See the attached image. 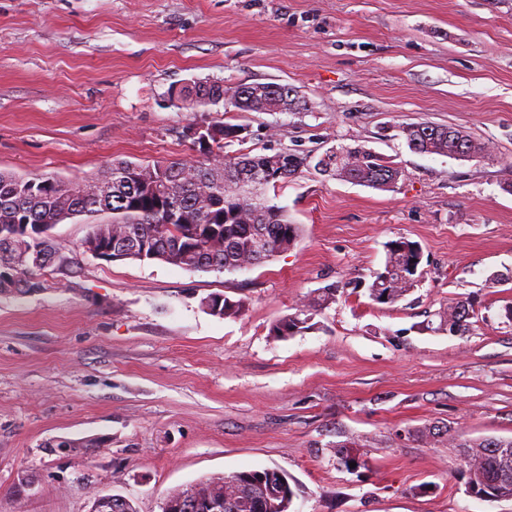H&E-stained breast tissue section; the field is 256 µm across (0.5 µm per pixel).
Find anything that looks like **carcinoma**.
I'll list each match as a JSON object with an SVG mask.
<instances>
[{"label":"carcinoma","instance_id":"carcinoma-1","mask_svg":"<svg viewBox=\"0 0 512 512\" xmlns=\"http://www.w3.org/2000/svg\"><path fill=\"white\" fill-rule=\"evenodd\" d=\"M177 97L192 99L189 109L229 102L244 112H304L306 103L286 84L255 83L227 87L222 82L183 87ZM192 138L196 155L183 160L152 164L115 160L95 175L79 182H66L49 174L19 176L0 171V293H28L41 287L40 272L29 257L44 253L50 265L59 260L49 231L66 220L81 218L92 225L83 241L85 252L96 255L105 245V261H161L194 271H237L259 264L288 250L298 240L300 228L288 221L284 208L270 203L263 194L268 186L296 176L310 166L309 155L290 151L252 156L229 155L228 143L239 138L241 128L224 123L195 126ZM408 147L417 153L450 155L448 127L430 123L402 126ZM318 173L375 189L394 185L402 171L374 151L357 147L330 148ZM409 240L387 244L384 269L387 283L374 279L370 292L387 288L396 302L410 292L421 272H410ZM338 288L326 286L311 293L302 313L316 311L336 301ZM215 316L235 312V304L220 295L201 301ZM460 303L448 306L433 331L463 335L470 322L457 312ZM300 313V314H302ZM300 314L288 315L273 328L277 336H290L303 329ZM464 456L481 458L480 467L463 473L466 484L486 500L512 499V475L501 479V448L512 449V438L460 439L448 435ZM285 480L273 512H290L295 493ZM237 485L228 495L239 502L238 512H254L258 486L249 471L239 472ZM203 498L221 494L224 478L198 482Z\"/></svg>","mask_w":512,"mask_h":512}]
</instances>
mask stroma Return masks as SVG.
I'll return each instance as SVG.
<instances>
[{
  "label": "stroma",
  "mask_w": 512,
  "mask_h": 512,
  "mask_svg": "<svg viewBox=\"0 0 512 512\" xmlns=\"http://www.w3.org/2000/svg\"><path fill=\"white\" fill-rule=\"evenodd\" d=\"M195 80L286 84L307 109L170 98ZM202 121L241 127L231 155L362 145L402 176L379 190L308 169L267 188L300 237L233 272L107 262L81 247L89 225H55L41 288L0 294V512L111 494L161 512L173 490L267 468L292 512H512L469 494L448 446L512 437V0H0V170L185 159ZM419 122L484 152H413L401 128ZM400 238L421 276L376 302ZM329 284L308 329L273 333ZM212 294L239 311L210 314ZM464 299L469 332L432 331ZM430 426L443 436L419 438Z\"/></svg>",
  "instance_id": "1"
}]
</instances>
